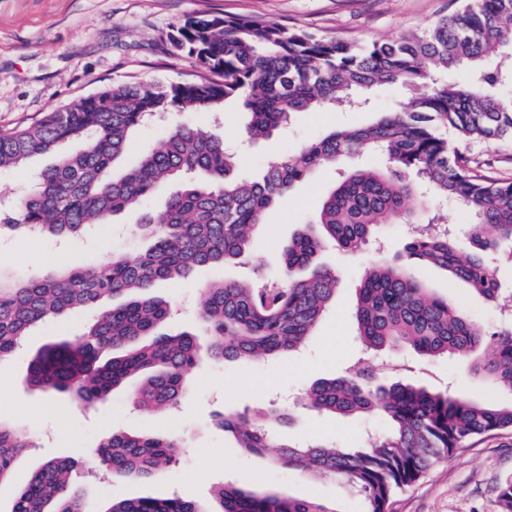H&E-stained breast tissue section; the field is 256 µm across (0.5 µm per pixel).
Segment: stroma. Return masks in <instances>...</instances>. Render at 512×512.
<instances>
[{
  "label": "stroma",
  "mask_w": 512,
  "mask_h": 512,
  "mask_svg": "<svg viewBox=\"0 0 512 512\" xmlns=\"http://www.w3.org/2000/svg\"><path fill=\"white\" fill-rule=\"evenodd\" d=\"M466 0H0V130L28 125L44 113L91 96L115 84L168 85L193 79L195 62L176 52L168 40L172 31L199 14L223 17H259L300 28L319 36L362 45L390 41L426 30L441 16ZM371 115L357 110L298 112L288 125L255 144H242L246 164L242 176L260 172L268 159L297 153L309 139L330 129L369 122ZM190 121L202 130L237 142L245 116L231 104L218 112L191 115L172 111L142 125L134 135L135 153L157 147L174 126ZM459 149L480 163L489 176L512 179V141L468 142ZM72 144L32 158L27 164L0 171V202L30 190L35 175L53 165ZM336 181V172L324 169L296 185L271 208L253 240V253L262 261L263 279L277 281L280 247L300 225L310 223L322 198ZM136 217L114 215L109 223L60 241L31 239L19 232L0 233V273L17 280L41 276L56 266H90L119 251L133 257L145 240L135 230ZM404 227L383 226L357 254L328 250L323 260L340 274L336 302L302 352L243 365L237 362H201L186 392L172 412L159 414L136 408L128 387L116 389L105 403L84 407L63 394L48 395L24 383L33 355L55 340H70L97 315L89 308L69 312L36 326L18 349L0 360V420L25 433L32 448L19 456L12 477L0 484V512L16 490L47 460L68 456L76 462V479L89 492L93 505L132 497H167L208 501L214 486L248 482L258 489L281 490L314 498L337 512H361L359 498L348 494L333 476L313 478L275 467L268 459L244 454L232 434L213 423L216 412L229 407L286 406L315 380L342 374L358 358L359 344L352 317L355 289L364 267L379 255L393 256L403 246ZM414 274L441 297L450 298L488 332L498 331L499 313L469 293L449 284L439 269L413 265ZM250 273L246 265L200 268L183 282H160L154 295L168 301L170 331L196 327L203 286L240 280ZM387 362H407L415 380L452 391L493 397L494 392L471 377L460 364L428 362L411 352L386 354ZM386 426L369 415L356 420L319 415L299 407L284 428L286 439L336 446L364 444ZM116 432L177 435L180 461L167 474L149 482L112 478L96 463L93 451ZM512 482V431L469 440L412 486L392 499V512H500L498 493Z\"/></svg>",
  "instance_id": "stroma-1"
}]
</instances>
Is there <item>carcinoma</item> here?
Returning <instances> with one entry per match:
<instances>
[{
	"instance_id": "cac0c4a2",
	"label": "carcinoma",
	"mask_w": 512,
	"mask_h": 512,
	"mask_svg": "<svg viewBox=\"0 0 512 512\" xmlns=\"http://www.w3.org/2000/svg\"><path fill=\"white\" fill-rule=\"evenodd\" d=\"M202 75L159 86L112 85L46 113L30 126L0 130V171L68 142L80 148L44 170L16 203L7 227L67 238L113 215L142 208L153 190L184 178L160 211L142 213L138 232L151 246L137 259L121 253L91 266H68L18 283L0 280V359L35 325L77 308H100L73 341L34 356L28 383L84 404L108 399L133 379L132 401L162 411L177 404L189 373L204 356L258 363L300 351L334 304L336 269L321 261L329 246L357 252L384 224L416 225L404 252L446 272L484 302L506 310L502 282L490 258L512 263V181L479 174L451 147L439 126L466 141L512 139V0H469L426 32L364 46L290 29L256 18L198 15L169 35ZM411 89L407 101L362 127L333 129L296 154H281L260 177H240L241 153L224 137L192 124L174 127L159 146L118 172L109 170L131 150L136 129L151 116L219 111L237 102L247 114L242 134L267 138L291 114L350 104L384 85ZM374 156L355 166L323 198L316 220L282 246L272 287L254 280L202 288L199 320L206 341L164 330L170 303L151 294L159 281L187 280L200 267L251 263L252 233L263 216L318 168L345 158ZM457 203L469 216L466 241L441 223L439 205ZM117 299L116 305L107 302ZM353 319L363 354L397 348L426 361L453 359L490 387L512 394V327L497 333L493 351L475 356L485 331L447 298L433 294L398 259L380 257L364 269ZM112 350L118 355L104 362ZM319 413L349 419L378 414L386 429L369 446L293 445L275 441L291 411L270 407L251 415L229 410L215 423L248 455L276 448L273 464L305 474L334 475L362 499V512H389L392 497L473 437L512 431V403L453 395L408 379L386 380L362 360L346 374L314 381L305 393ZM31 442L0 422V482ZM180 444L173 436L114 433L96 448L98 465L115 479L147 480L170 471ZM71 458L46 461L21 486L9 512H95L75 483ZM214 503L178 496L112 501L104 512H336L314 499L251 486L224 484Z\"/></svg>"
}]
</instances>
